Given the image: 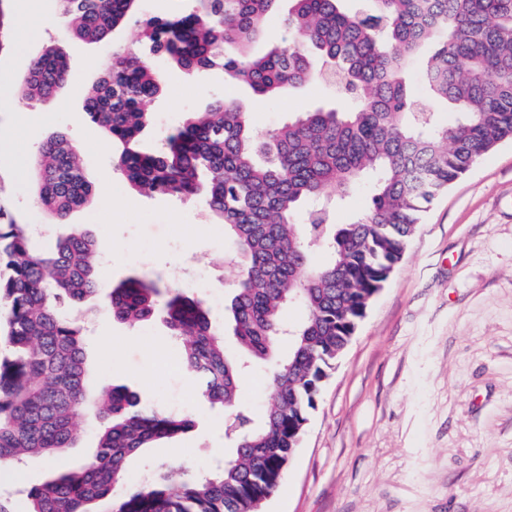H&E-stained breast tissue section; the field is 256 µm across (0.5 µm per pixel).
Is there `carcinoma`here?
<instances>
[{"label": "carcinoma", "mask_w": 512, "mask_h": 512, "mask_svg": "<svg viewBox=\"0 0 512 512\" xmlns=\"http://www.w3.org/2000/svg\"><path fill=\"white\" fill-rule=\"evenodd\" d=\"M0 0V51L18 24ZM136 0H59L66 31L107 40ZM282 0H193L188 12L141 20L142 43L157 57L201 74L214 69L259 96L277 97L316 80L348 101L303 112L258 138L249 113L216 101L154 146L146 103L163 74L143 50L115 48L86 91L84 113L120 144L116 168L147 195L205 194L237 269L224 319L239 354L230 356L205 304L149 276L114 286L100 277L96 242L75 234L44 253L31 226L0 201V468L30 455L48 460L74 446L78 419H101L86 461L27 490L24 512H258L293 460L327 372L344 352L375 295L401 261L436 197L489 151L512 140V0H287L294 43L262 55L253 45ZM418 64L423 93L406 79ZM66 58L49 46L17 84L20 104L54 95L69 81ZM37 200L54 221L92 192L80 149L64 135L46 141L30 163ZM367 212L348 224L331 214L358 186ZM109 289L112 317L131 327L162 318L182 342V362L201 396L231 420L233 445L206 473L160 467L131 485L127 462L193 421L141 404L123 385H86V340L79 319L60 306L81 305ZM301 304L287 328L284 310ZM287 338L289 352L278 349ZM274 366L259 420L240 405L246 364Z\"/></svg>", "instance_id": "carcinoma-1"}]
</instances>
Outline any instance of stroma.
<instances>
[{
  "label": "stroma",
  "instance_id": "obj_1",
  "mask_svg": "<svg viewBox=\"0 0 512 512\" xmlns=\"http://www.w3.org/2000/svg\"><path fill=\"white\" fill-rule=\"evenodd\" d=\"M16 44L0 52V196L29 224L48 227L36 247L89 233L111 247L110 275L144 274L172 283L170 268L202 271L214 325L224 324L225 287L237 275L224 263V228L199 196H143L117 171L114 150L83 112L82 91L102 69L97 61L134 41L127 23L107 42L63 34L58 0H11ZM56 45L65 52L69 87L21 109L15 83L34 57ZM163 93L147 104L162 138L209 101L245 106L254 132L265 136L289 117L334 103L330 89L310 83L276 98L253 95L216 70L195 75L166 65ZM80 148L93 183L90 200L59 224L38 207L31 179L12 157L33 154L54 133ZM91 330L88 383L124 385L143 403L192 418L195 428L144 449L127 464L129 482L144 483L158 464L205 472L230 454L224 414L209 408L181 363V347L157 322L132 328L112 318L105 296L87 299ZM100 421L80 420L74 447L47 461L31 458L0 489L20 490L51 470L93 455ZM263 512H512V142L486 154L429 206L402 261L373 298L365 318L324 381L301 446Z\"/></svg>",
  "mask_w": 512,
  "mask_h": 512
}]
</instances>
